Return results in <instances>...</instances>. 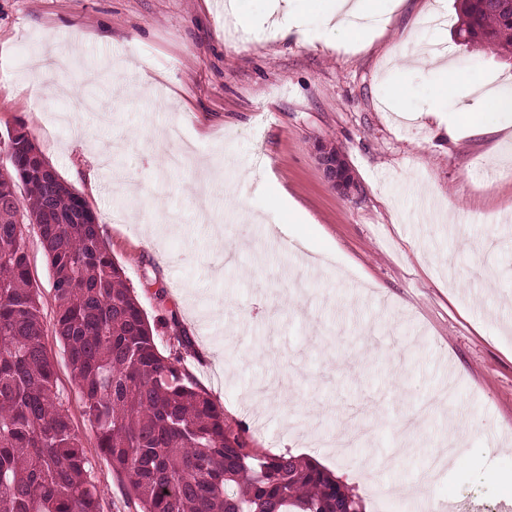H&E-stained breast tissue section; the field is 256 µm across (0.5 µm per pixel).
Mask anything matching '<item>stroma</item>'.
I'll return each mask as SVG.
<instances>
[{
	"instance_id": "stroma-1",
	"label": "stroma",
	"mask_w": 512,
	"mask_h": 512,
	"mask_svg": "<svg viewBox=\"0 0 512 512\" xmlns=\"http://www.w3.org/2000/svg\"><path fill=\"white\" fill-rule=\"evenodd\" d=\"M377 5L385 28L345 50L325 24L331 0H288L285 35L270 0H237L247 31L221 0H0V172L25 128L102 224L148 320L176 312L186 369L250 447L319 461L366 512H401L384 488L410 491L454 419L471 452L412 507L503 512L507 489L486 470L512 474L499 448L512 436V127L439 136L432 112L453 124L459 105L409 61L512 91V58L456 40L455 0ZM400 84L414 93L392 100ZM320 143L340 150L357 194L325 180ZM27 246L49 323L48 262L35 235ZM46 345L101 512H124L63 348Z\"/></svg>"
}]
</instances>
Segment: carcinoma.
<instances>
[{
	"label": "carcinoma",
	"mask_w": 512,
	"mask_h": 512,
	"mask_svg": "<svg viewBox=\"0 0 512 512\" xmlns=\"http://www.w3.org/2000/svg\"><path fill=\"white\" fill-rule=\"evenodd\" d=\"M457 35L512 53V0H460ZM0 174V512H100L85 450L57 391L24 225L48 259L58 336L83 414L136 512H363L329 471L289 452L261 453L190 378L176 313L150 323L101 224L44 159L9 135ZM27 192L20 208L16 183ZM173 330L157 347L159 327Z\"/></svg>",
	"instance_id": "carcinoma-1"
}]
</instances>
